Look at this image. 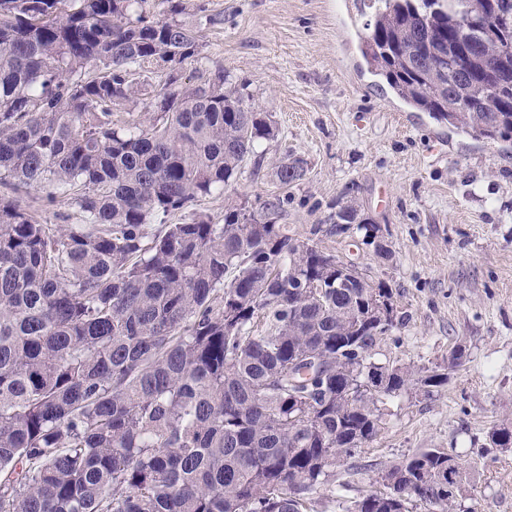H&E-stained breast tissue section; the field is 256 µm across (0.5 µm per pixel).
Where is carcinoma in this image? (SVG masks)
Listing matches in <instances>:
<instances>
[{"instance_id":"carcinoma-1","label":"carcinoma","mask_w":512,"mask_h":512,"mask_svg":"<svg viewBox=\"0 0 512 512\" xmlns=\"http://www.w3.org/2000/svg\"><path fill=\"white\" fill-rule=\"evenodd\" d=\"M0 0V512H307L331 468L376 440L380 403L448 373L380 362L365 273L278 223L305 176L216 223L198 202L275 137L216 69L178 86L200 34L165 0ZM361 51L415 112L512 140V0H368ZM144 123L113 121L153 77ZM66 202L44 224L29 209ZM189 220L172 223L176 214ZM329 232L390 247L352 204ZM512 448V425L488 433ZM459 455L427 448L345 512H455Z\"/></svg>"}]
</instances>
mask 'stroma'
<instances>
[{"mask_svg": "<svg viewBox=\"0 0 512 512\" xmlns=\"http://www.w3.org/2000/svg\"><path fill=\"white\" fill-rule=\"evenodd\" d=\"M179 19L199 30L198 59L181 82L223 68L276 127L260 164L204 198L199 213L224 219L274 190L286 155L306 163L280 218L288 233L367 270L393 291L404 323L380 342L379 361L419 370L464 353L447 384L424 395L409 385L383 407L370 448L334 469L309 512L379 491L383 469L424 448L452 450L474 468L479 512H512V448L485 449L492 427L512 423V141L473 138L396 99L361 55L370 18L360 0H183ZM351 199L380 224L390 259L359 232L324 221Z\"/></svg>", "mask_w": 512, "mask_h": 512, "instance_id": "obj_1", "label": "stroma"}]
</instances>
